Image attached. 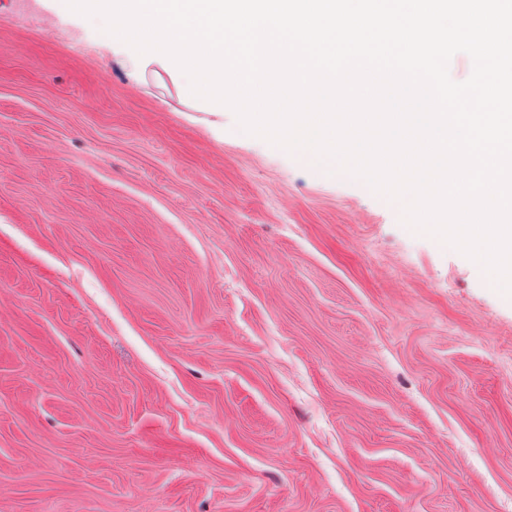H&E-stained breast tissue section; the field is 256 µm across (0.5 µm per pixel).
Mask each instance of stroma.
<instances>
[{
	"instance_id": "obj_1",
	"label": "stroma",
	"mask_w": 512,
	"mask_h": 512,
	"mask_svg": "<svg viewBox=\"0 0 512 512\" xmlns=\"http://www.w3.org/2000/svg\"><path fill=\"white\" fill-rule=\"evenodd\" d=\"M401 214L0 0V512H512V302Z\"/></svg>"
}]
</instances>
